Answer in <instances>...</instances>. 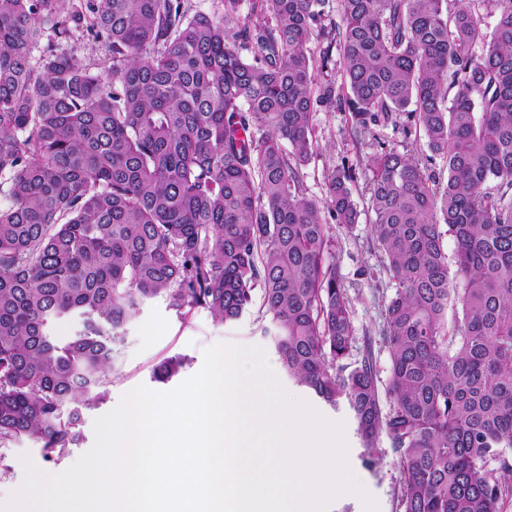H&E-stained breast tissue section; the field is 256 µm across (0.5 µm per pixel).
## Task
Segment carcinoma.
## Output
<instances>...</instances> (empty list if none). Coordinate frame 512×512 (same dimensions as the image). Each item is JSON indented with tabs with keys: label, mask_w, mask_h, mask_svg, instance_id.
<instances>
[{
	"label": "carcinoma",
	"mask_w": 512,
	"mask_h": 512,
	"mask_svg": "<svg viewBox=\"0 0 512 512\" xmlns=\"http://www.w3.org/2000/svg\"><path fill=\"white\" fill-rule=\"evenodd\" d=\"M241 2L209 15L185 0H0V446L32 438L51 459L80 440L142 303L162 297L178 314L202 308L229 323L258 288L283 368L327 405H347L363 464H375L380 437L390 442L400 512H502L512 0H254L246 16ZM74 29L108 45L104 73L51 43L34 57L46 32ZM315 31L328 40L319 59ZM334 49L341 82L315 98ZM318 103L350 113L360 133L421 130L448 169L440 182L414 149L381 142L367 157L371 233L395 281L383 303L387 410L371 340L360 364L344 363L351 300L322 216L347 231L359 223L355 168L328 174L324 209L300 178L318 149ZM67 316L81 328L60 343L51 328ZM182 367L169 357L153 377Z\"/></svg>",
	"instance_id": "1"
}]
</instances>
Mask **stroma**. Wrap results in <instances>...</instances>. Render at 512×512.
Wrapping results in <instances>:
<instances>
[{"label":"stroma","mask_w":512,"mask_h":512,"mask_svg":"<svg viewBox=\"0 0 512 512\" xmlns=\"http://www.w3.org/2000/svg\"><path fill=\"white\" fill-rule=\"evenodd\" d=\"M314 126L319 149L301 167L300 176L306 195L320 203L326 200L327 174L344 162L356 164L357 182L365 184L369 173L359 166L358 160L369 153L371 143L380 141L399 151L407 145L401 130L390 127L356 133L349 113L326 105L316 107ZM336 239V262L349 286L355 327V340L346 361L358 364L365 348H372L379 383L387 385L389 358L382 341L381 311L385 296L394 292V284L381 269L368 216H361L352 231L337 230ZM261 310L262 295L258 292L254 293L248 311L227 324L215 321L204 309L192 310L184 316L176 314L160 298L142 304L125 325L122 340L115 347L114 367L105 399L84 415L79 445L70 448L58 460L44 458L39 443L26 437L0 448V503L6 502L24 484L22 456L39 461L43 472L65 471L93 446L95 419L117 408L124 394L141 384L156 392L172 391L201 369L207 348L218 343H236L262 347L271 369L291 396L304 400L327 420L342 424L349 469L358 476L366 493L374 498L377 512H399L401 472L388 441L379 440L375 465L365 467L361 459L364 449L354 432L346 405L329 406L308 388L288 378L269 337L260 329ZM172 356L184 357V368L169 382L155 381L154 367Z\"/></svg>","instance_id":"1"}]
</instances>
